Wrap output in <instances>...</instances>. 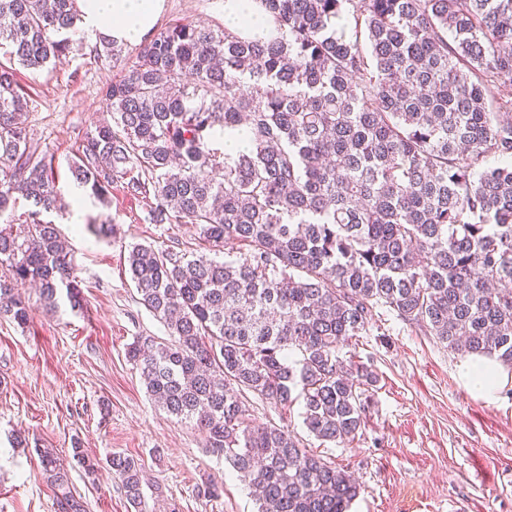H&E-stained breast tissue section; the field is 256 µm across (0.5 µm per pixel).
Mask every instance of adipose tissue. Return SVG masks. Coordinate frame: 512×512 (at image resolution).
I'll list each match as a JSON object with an SVG mask.
<instances>
[{
  "mask_svg": "<svg viewBox=\"0 0 512 512\" xmlns=\"http://www.w3.org/2000/svg\"><path fill=\"white\" fill-rule=\"evenodd\" d=\"M83 31L95 38L136 44L152 30L164 9V0H77ZM469 391L492 400L506 368L495 360L471 357L459 369Z\"/></svg>",
  "mask_w": 512,
  "mask_h": 512,
  "instance_id": "1",
  "label": "adipose tissue"
}]
</instances>
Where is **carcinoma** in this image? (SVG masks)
I'll use <instances>...</instances> for the list:
<instances>
[{
  "label": "carcinoma",
  "mask_w": 512,
  "mask_h": 512,
  "mask_svg": "<svg viewBox=\"0 0 512 512\" xmlns=\"http://www.w3.org/2000/svg\"><path fill=\"white\" fill-rule=\"evenodd\" d=\"M75 2L0 0V214L16 194L36 207L0 228V315L21 325L27 285L50 307L61 288L79 302L70 251L38 219L61 197L15 69L68 52ZM255 2L261 36L186 21L146 41L105 87L112 122L86 133L69 169L100 201L126 178L153 193L152 223L239 246L222 262L132 246L131 280L168 338L139 336L127 357L254 488L257 512H348L357 479L287 427L252 424L245 397L298 401L310 434L353 443L376 377L341 350L379 308L512 367V0ZM234 131L249 151L211 147ZM41 464L58 512H84L60 460ZM109 467L140 507L138 461L115 453Z\"/></svg>",
  "instance_id": "cac0c4a2"
}]
</instances>
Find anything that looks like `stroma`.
Returning <instances> with one entry per match:
<instances>
[{"mask_svg":"<svg viewBox=\"0 0 512 512\" xmlns=\"http://www.w3.org/2000/svg\"><path fill=\"white\" fill-rule=\"evenodd\" d=\"M192 20L224 26V0H165L157 25ZM66 56L40 69L17 67L28 103L32 145L54 158L64 209L42 213L71 249L80 277L81 304L66 292L44 308L39 291L24 289L26 324L0 317V512H58L41 455L53 451L85 512H151L162 502L176 512H256L255 500L204 435L151 400L126 355L139 336L167 338V327L139 300L128 273L130 245L150 244L180 255L204 252L192 224H153L152 197L130 195L116 182L107 202L87 198L79 223L66 204L77 186L68 161L85 133L109 120L102 91L120 74L137 46L119 59L95 57L94 39L69 34ZM109 225L101 234L97 225ZM355 352L377 375L362 435L343 447L324 442L302 424L301 405L285 410L250 397L257 424H289L309 451L348 470L361 491L350 512H512V379L494 401L471 394L458 374L461 355L448 352L424 329L381 310ZM83 448L96 460L88 473L73 457ZM121 453L143 464L150 479L142 510L127 501L107 461ZM219 496L199 495L213 478Z\"/></svg>","mask_w":512,"mask_h":512,"instance_id":"1","label":"stroma"}]
</instances>
